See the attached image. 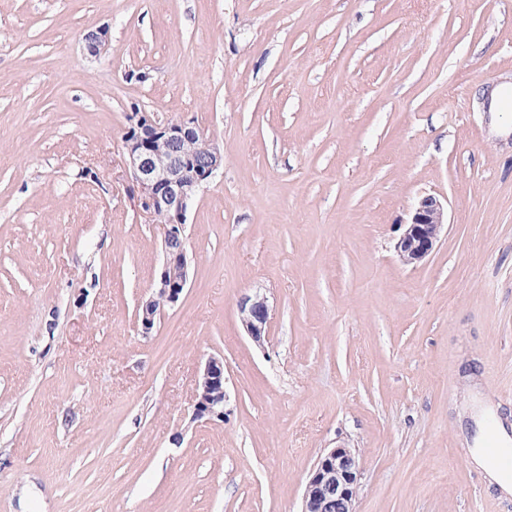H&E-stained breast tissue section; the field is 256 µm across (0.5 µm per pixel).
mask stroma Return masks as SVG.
Returning a JSON list of instances; mask_svg holds the SVG:
<instances>
[{"label": "stroma", "instance_id": "stroma-1", "mask_svg": "<svg viewBox=\"0 0 512 512\" xmlns=\"http://www.w3.org/2000/svg\"><path fill=\"white\" fill-rule=\"evenodd\" d=\"M511 83L512 0H0V512H301L343 446L355 512H512L466 445L469 410L512 421V116L481 100ZM136 109L224 154L147 335ZM428 194L448 223L407 267ZM211 355L221 422L193 416ZM447 224V209L433 195L423 196L399 226L394 251L400 263L417 266L434 250ZM239 314L241 324L253 341L262 347L267 337V328L270 319V307L265 296L259 294L246 295L239 301Z\"/></svg>", "mask_w": 512, "mask_h": 512}]
</instances>
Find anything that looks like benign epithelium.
I'll list each match as a JSON object with an SVG mask.
<instances>
[{
	"instance_id": "obj_1",
	"label": "benign epithelium",
	"mask_w": 512,
	"mask_h": 512,
	"mask_svg": "<svg viewBox=\"0 0 512 512\" xmlns=\"http://www.w3.org/2000/svg\"><path fill=\"white\" fill-rule=\"evenodd\" d=\"M108 29L83 35L84 48L100 56ZM126 165L151 223L163 219V265L157 291L138 307L141 332L149 334L165 306L176 304L189 281V259L183 226L200 190L224 168V155L194 120L163 119L155 112L127 115L123 136ZM447 224V209L433 195L418 200L399 226L394 251L401 264L416 266L434 250ZM241 324L261 347L267 337L270 307L265 296L246 295L239 301ZM224 357L210 356L195 380L193 414L197 419L224 421ZM360 476L359 458L351 448H332L315 463L303 495L301 512H354Z\"/></svg>"
}]
</instances>
